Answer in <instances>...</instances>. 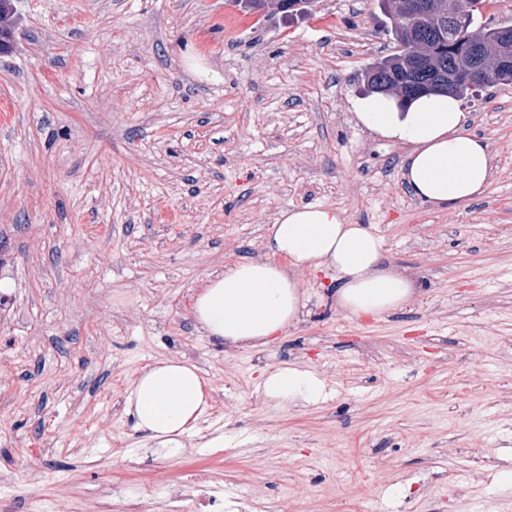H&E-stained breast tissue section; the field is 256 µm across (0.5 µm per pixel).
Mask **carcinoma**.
<instances>
[{
  "label": "carcinoma",
  "instance_id": "carcinoma-1",
  "mask_svg": "<svg viewBox=\"0 0 512 512\" xmlns=\"http://www.w3.org/2000/svg\"><path fill=\"white\" fill-rule=\"evenodd\" d=\"M482 0H448V8L455 15V26L444 32L429 26L428 46L438 66L444 71L460 70L461 62L468 54L470 41L482 38L485 46H493L494 33L489 28L472 31L477 13L480 12ZM423 26L425 22L418 16L397 13L392 28L394 38L402 42L407 37L408 27ZM431 75L410 68L409 62L395 55L387 56L369 66L365 71V81L369 90L377 89L381 82L401 86L404 90L403 99L410 100L421 93L420 86L429 81ZM458 88L455 95L464 98L469 92L498 82L491 68H486L481 75L473 79L461 76L457 79Z\"/></svg>",
  "mask_w": 512,
  "mask_h": 512
}]
</instances>
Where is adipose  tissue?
<instances>
[{
	"label": "adipose tissue",
	"instance_id": "adipose-tissue-1",
	"mask_svg": "<svg viewBox=\"0 0 512 512\" xmlns=\"http://www.w3.org/2000/svg\"><path fill=\"white\" fill-rule=\"evenodd\" d=\"M352 107L367 130L408 146L402 179L422 202L444 209L488 192L490 144L468 130L454 96L425 95L403 109L394 96L371 94L354 100ZM267 250L271 261L235 262L198 292L193 317L207 336L221 343L266 344L295 321L298 284L275 264L278 256L311 270H335L338 301L354 314L401 307L410 295L409 281L387 267L381 238L369 226L347 223L332 208L305 205L282 211ZM262 387L268 398L280 402L312 403L324 394L323 382L297 366L265 375ZM210 401V388L195 365L159 360L133 381L125 411L168 459L183 452Z\"/></svg>",
	"mask_w": 512,
	"mask_h": 512
}]
</instances>
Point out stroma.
I'll return each mask as SVG.
<instances>
[{
	"mask_svg": "<svg viewBox=\"0 0 512 512\" xmlns=\"http://www.w3.org/2000/svg\"><path fill=\"white\" fill-rule=\"evenodd\" d=\"M379 0L254 13L235 0H11L0 39V512H143L186 472L225 512H512V83L462 99L491 186L437 210L407 148L361 126L369 64L397 50ZM197 58L213 77L194 71ZM371 225L407 302L344 311L333 273L271 258L281 211ZM277 261L296 320L219 344L193 318L225 265ZM206 379L186 453L161 459L124 411L157 360ZM325 383L280 403L264 372ZM40 480H31V473Z\"/></svg>",
	"mask_w": 512,
	"mask_h": 512,
	"instance_id": "obj_1",
	"label": "stroma"
}]
</instances>
